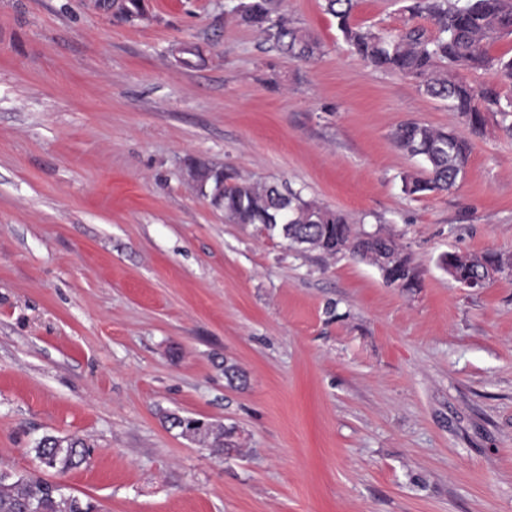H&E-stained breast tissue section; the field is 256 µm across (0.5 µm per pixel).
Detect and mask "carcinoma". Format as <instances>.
<instances>
[{
    "mask_svg": "<svg viewBox=\"0 0 512 512\" xmlns=\"http://www.w3.org/2000/svg\"><path fill=\"white\" fill-rule=\"evenodd\" d=\"M356 0H325L326 12L336 19L350 51L365 63L384 71L411 78L426 95L444 101L448 110L471 131L483 130L487 116L512 133V99L501 100L493 89L476 90L449 76L456 68L481 69L497 64L501 79L512 84V58L497 61L486 47L503 35H512V0H410L405 10L411 16H428L435 33L419 25L394 32L359 26L352 16ZM281 0H238L235 17L257 29L270 48L290 58L307 61L321 52L319 41L290 25L279 13ZM114 16L133 20L144 15L143 0H117ZM397 146L422 159L419 175L404 178L410 194L448 192L456 187L467 170L469 145L454 131L436 129L417 122L396 127ZM212 202L236 224H262L271 235L288 240L289 245L318 250L335 256L348 254L384 269L386 259L396 261L404 288L420 287V273L390 235L368 240L342 214L306 199L301 192L283 185L242 180L230 171L218 170L200 185ZM501 255L446 254L444 264L453 279L475 281L487 267L499 263ZM234 429L215 432L197 428L193 438L218 453L237 449ZM45 470L64 474L79 467L87 456L79 437L45 436L33 448ZM89 500L67 494L51 481L34 474L0 476V512H95Z\"/></svg>",
    "mask_w": 512,
    "mask_h": 512,
    "instance_id": "cac0c4a2",
    "label": "carcinoma"
}]
</instances>
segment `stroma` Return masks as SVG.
<instances>
[{
  "label": "stroma",
  "instance_id": "stroma-1",
  "mask_svg": "<svg viewBox=\"0 0 512 512\" xmlns=\"http://www.w3.org/2000/svg\"><path fill=\"white\" fill-rule=\"evenodd\" d=\"M233 4L0 0V468L76 435L86 463L45 477L102 512H512V274L470 289L441 263L512 256V134L350 54L324 0L281 4L311 62ZM353 20L413 21L401 0ZM407 121L466 137L451 192L404 193ZM200 167L392 234L420 287L233 223ZM166 412L235 426L239 452Z\"/></svg>",
  "mask_w": 512,
  "mask_h": 512
}]
</instances>
